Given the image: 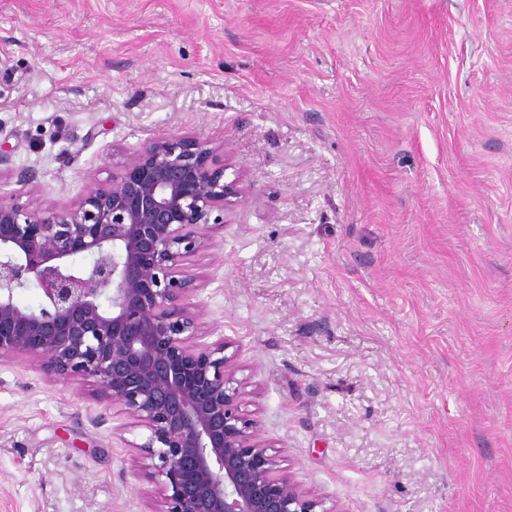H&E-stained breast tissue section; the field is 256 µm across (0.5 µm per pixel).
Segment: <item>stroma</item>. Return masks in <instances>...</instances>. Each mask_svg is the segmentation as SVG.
<instances>
[{
    "instance_id": "35a3bbf8",
    "label": "stroma",
    "mask_w": 512,
    "mask_h": 512,
    "mask_svg": "<svg viewBox=\"0 0 512 512\" xmlns=\"http://www.w3.org/2000/svg\"><path fill=\"white\" fill-rule=\"evenodd\" d=\"M247 199L201 340L333 512H512V0H0V191L76 200L149 138ZM144 427L0 362V512H158Z\"/></svg>"
}]
</instances>
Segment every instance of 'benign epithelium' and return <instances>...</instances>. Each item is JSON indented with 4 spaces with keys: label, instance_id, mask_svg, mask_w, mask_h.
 Segmentation results:
<instances>
[{
    "label": "benign epithelium",
    "instance_id": "7a95c632",
    "mask_svg": "<svg viewBox=\"0 0 512 512\" xmlns=\"http://www.w3.org/2000/svg\"><path fill=\"white\" fill-rule=\"evenodd\" d=\"M216 151L168 134L108 180L87 171L70 204L38 200L31 176L20 179L26 202L0 193V360L29 356L50 377L92 379L99 399L145 427L160 512H330L242 411L229 343L194 341L204 305L192 302L187 261L220 223L213 213L246 198ZM32 283L42 301L24 306Z\"/></svg>",
    "mask_w": 512,
    "mask_h": 512
}]
</instances>
